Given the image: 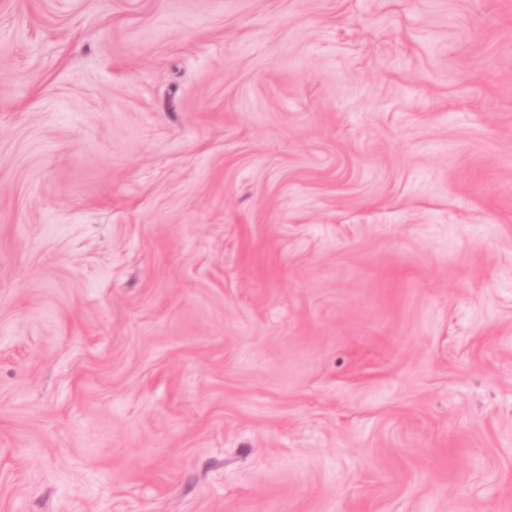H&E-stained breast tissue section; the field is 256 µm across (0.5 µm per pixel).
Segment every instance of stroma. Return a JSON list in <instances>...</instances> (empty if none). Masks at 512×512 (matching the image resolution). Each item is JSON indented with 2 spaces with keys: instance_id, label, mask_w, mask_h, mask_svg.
I'll use <instances>...</instances> for the list:
<instances>
[{
  "instance_id": "obj_1",
  "label": "stroma",
  "mask_w": 512,
  "mask_h": 512,
  "mask_svg": "<svg viewBox=\"0 0 512 512\" xmlns=\"http://www.w3.org/2000/svg\"><path fill=\"white\" fill-rule=\"evenodd\" d=\"M0 512H512V0H0Z\"/></svg>"
}]
</instances>
